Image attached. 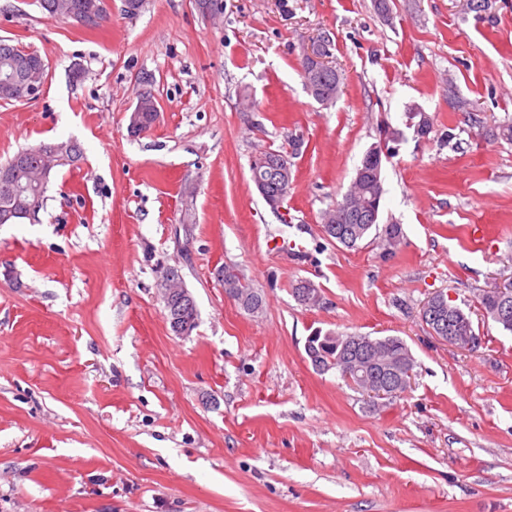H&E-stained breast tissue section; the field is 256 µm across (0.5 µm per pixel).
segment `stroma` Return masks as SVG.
I'll list each match as a JSON object with an SVG mask.
<instances>
[{
	"label": "stroma",
	"mask_w": 512,
	"mask_h": 512,
	"mask_svg": "<svg viewBox=\"0 0 512 512\" xmlns=\"http://www.w3.org/2000/svg\"><path fill=\"white\" fill-rule=\"evenodd\" d=\"M1 38L47 76L0 100V162L67 139L83 157L36 220L0 224V512H512V333L478 304L512 281V0H112L94 29L0 0ZM318 44L343 77L329 103L301 76ZM140 88L159 116L134 136ZM385 126L379 222L403 237L347 249L322 214ZM264 150L293 164L281 212L251 180ZM162 265L191 336L164 319ZM436 293L471 309L477 350L423 323ZM317 330L402 339L408 390L375 405L317 372ZM176 281L178 283L177 285H173V287H169V288L173 289L170 292L172 294V301L170 303H168L167 301H163L164 302V317H165L166 321L169 323L171 330H172V326H173V329L177 333V335H185L189 332V330L187 328H185L184 326H180L175 321L172 322V326H171V321L176 318L180 322L189 324L190 328H191V332H192V330L195 328L196 323H197L198 312H197V307H196L195 301H194V303H195V314H194L193 309H190L189 307H187V303L182 302L180 299L179 294L183 293L184 291L182 289H174V288H186L182 275L179 276ZM236 293L238 294L239 301H237L241 307L247 312L248 309H257L260 310L264 305L263 296L257 292L249 282L243 278V282L237 280L235 286Z\"/></svg>",
	"instance_id": "35a3bbf8"
}]
</instances>
